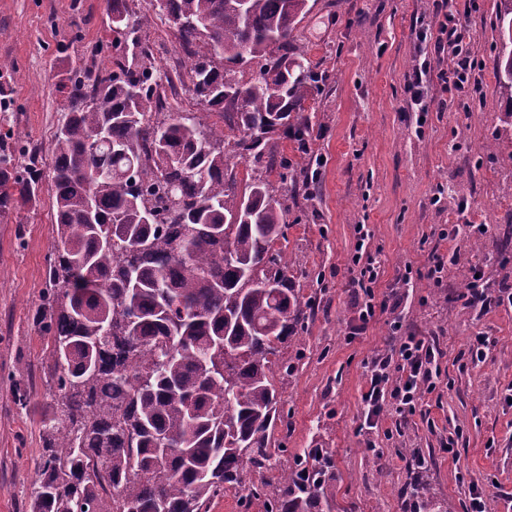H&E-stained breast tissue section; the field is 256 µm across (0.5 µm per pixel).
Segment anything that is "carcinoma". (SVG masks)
Listing matches in <instances>:
<instances>
[{"mask_svg": "<svg viewBox=\"0 0 512 512\" xmlns=\"http://www.w3.org/2000/svg\"><path fill=\"white\" fill-rule=\"evenodd\" d=\"M153 2L182 21V44L203 40L177 74L195 109L167 105L145 18L106 0L132 40L112 39L108 72L71 70L51 162L22 144L16 172L0 153V208L33 201L45 177L56 208L35 312L50 401L31 512H207L244 474L263 475L280 402L271 374L293 375L282 347L314 306L288 276V198L270 180L293 166L273 136L309 151L318 78L294 45L308 0H248L245 13L237 0ZM498 27L496 74L512 91V0ZM158 207L165 224L149 222ZM331 467L326 448L294 460L264 512H333ZM403 495L410 512H457L417 476Z\"/></svg>", "mask_w": 512, "mask_h": 512, "instance_id": "cac0c4a2", "label": "carcinoma"}]
</instances>
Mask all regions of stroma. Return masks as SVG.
<instances>
[{
    "instance_id": "obj_1",
    "label": "stroma",
    "mask_w": 512,
    "mask_h": 512,
    "mask_svg": "<svg viewBox=\"0 0 512 512\" xmlns=\"http://www.w3.org/2000/svg\"><path fill=\"white\" fill-rule=\"evenodd\" d=\"M149 16L147 37L160 72H182L187 62L175 29L156 17L150 0H133ZM294 32L321 76L312 120V153L299 162L295 184L312 200L288 196L291 275L316 298L298 338L291 379L274 377L285 412L271 451L277 467L265 472L273 491L280 471L310 448L333 453L337 512H405L400 494L417 460L435 499L467 503L482 492L487 512H512V307L476 315L461 297L473 267L491 263L512 232V95L494 71L500 0H481L465 20L471 51L482 61L476 108L436 105L424 127L407 112L404 75L416 53L414 30L432 14V0H308ZM111 19L106 0H0V145L27 140L50 158L67 99L60 83L75 66H110ZM470 207L459 211V199ZM55 208L50 188L32 202L0 211V512H30L40 462V423L21 409L17 390L44 400V337L33 313L46 286ZM369 225L367 251L379 271L376 296L410 274L396 310L378 313L351 335L357 298L348 267L355 227ZM449 224H486L482 249L469 239L443 241ZM456 251L441 285L424 276L433 252ZM488 338L483 362L465 350L473 333ZM413 335L443 351L441 377L415 416L396 424L385 416L364 429L361 395L365 363ZM459 439L456 457L442 444Z\"/></svg>"
}]
</instances>
